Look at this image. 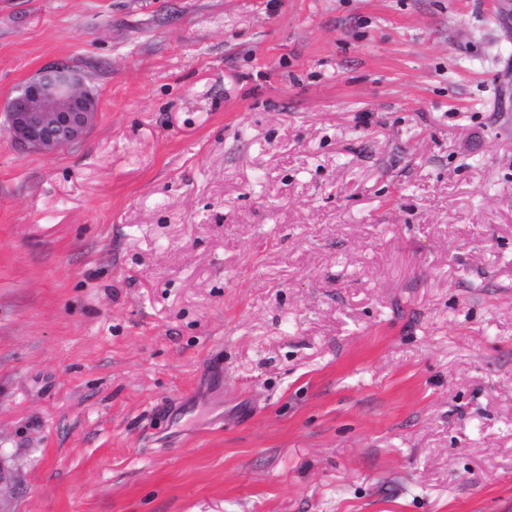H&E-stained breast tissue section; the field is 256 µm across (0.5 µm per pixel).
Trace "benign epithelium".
Instances as JSON below:
<instances>
[{"mask_svg": "<svg viewBox=\"0 0 512 512\" xmlns=\"http://www.w3.org/2000/svg\"><path fill=\"white\" fill-rule=\"evenodd\" d=\"M98 113L89 77L67 63L39 69L0 104L3 132L14 146L45 155L83 141Z\"/></svg>", "mask_w": 512, "mask_h": 512, "instance_id": "benign-epithelium-1", "label": "benign epithelium"}]
</instances>
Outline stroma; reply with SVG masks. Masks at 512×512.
<instances>
[{"instance_id": "obj_1", "label": "stroma", "mask_w": 512, "mask_h": 512, "mask_svg": "<svg viewBox=\"0 0 512 512\" xmlns=\"http://www.w3.org/2000/svg\"><path fill=\"white\" fill-rule=\"evenodd\" d=\"M0 512H512L499 0H0ZM89 81L82 70L67 63L39 69L1 103V130L23 152L51 155L80 143L99 113Z\"/></svg>"}]
</instances>
